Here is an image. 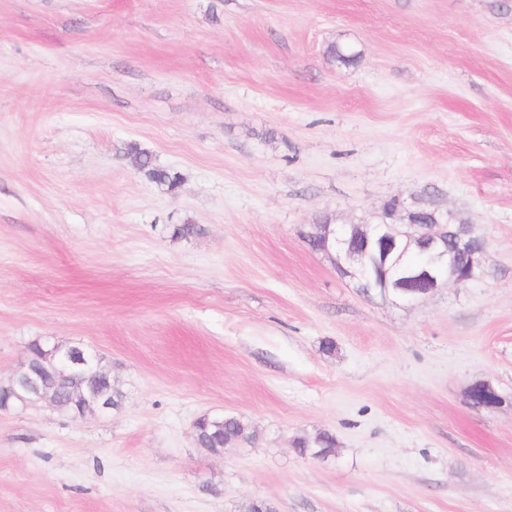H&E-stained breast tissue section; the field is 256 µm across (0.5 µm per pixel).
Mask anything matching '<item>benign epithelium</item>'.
I'll return each instance as SVG.
<instances>
[{
  "mask_svg": "<svg viewBox=\"0 0 512 512\" xmlns=\"http://www.w3.org/2000/svg\"><path fill=\"white\" fill-rule=\"evenodd\" d=\"M418 200L406 204L396 201L388 212L382 208L373 224H320L314 238L323 252L334 256L336 268L344 275L363 282L367 267H386L393 263L397 277L385 279L376 286L382 298L396 297L417 302L448 282L472 281L483 272L487 260L485 240L473 226L458 219L449 209H436L427 217L417 212ZM419 249L422 262L405 260L411 247ZM101 358L78 345L58 350L56 371L62 376L80 375L93 380L99 376ZM8 397L26 406L46 402L59 409V397L49 391L44 381L40 360L29 355L14 369L6 382ZM81 413L112 409L108 391L90 385L80 394ZM468 400L474 408L489 411L504 404L495 387L482 383V392L468 389Z\"/></svg>",
  "mask_w": 512,
  "mask_h": 512,
  "instance_id": "7a95c632",
  "label": "benign epithelium"
}]
</instances>
